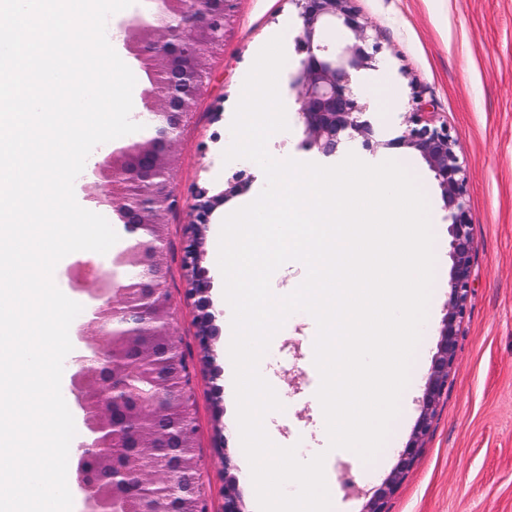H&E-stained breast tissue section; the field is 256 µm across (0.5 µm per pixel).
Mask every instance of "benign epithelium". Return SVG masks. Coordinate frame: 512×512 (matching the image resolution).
Returning a JSON list of instances; mask_svg holds the SVG:
<instances>
[{"label": "benign epithelium", "mask_w": 512, "mask_h": 512, "mask_svg": "<svg viewBox=\"0 0 512 512\" xmlns=\"http://www.w3.org/2000/svg\"><path fill=\"white\" fill-rule=\"evenodd\" d=\"M130 20L115 23V46L128 65L148 72L149 81L141 90L144 111L156 112L163 122L149 133L147 141H123L124 147L113 148L114 142L84 167L77 181L86 208L116 210L125 224L128 237L137 239L148 225L162 227L166 216L179 206L173 187L179 133L198 99L209 85L211 72L202 48L224 40V20L232 0H224V9L214 11L212 0H146ZM302 20L299 42L303 57L294 81L297 89L299 120L303 126L304 144L330 158L359 145L375 153L380 149L416 151L434 173L448 210L452 236V270L448 283L449 305L442 321L437 353L421 402V414L409 443L399 453L389 476L374 490L363 512H387L388 497L396 485L413 468L432 417L448 384L457 348L458 327L466 312V299L471 288V253L474 224L466 205L464 169L455 144L445 127H431L411 117L406 128L391 140L377 138L366 118L365 106L352 91V74L369 69L376 62L378 46L370 44L371 25L354 8L352 0H294ZM346 38L337 49L326 40L331 27ZM141 176L147 205L127 203L125 190L131 177ZM248 184L243 174H234L227 188L211 195L202 188L194 196L190 209L193 222L184 250L183 266L190 277L188 296L194 299L197 336L202 348H208L216 333L215 314L210 311L207 296L210 281L199 266V244L203 229L210 223L216 207ZM163 249L151 241L148 252L137 251L143 268L155 272L163 281L161 270ZM67 287L76 293L85 308V316L72 333L73 349L68 362L69 391L73 408L83 421L85 434L79 448L112 446V402L116 392L123 391L136 402L144 416L154 411V401L141 396L131 386H123L112 378V351L117 337L130 338L149 325L152 334L166 337L177 344L173 325V302L165 288L152 289L151 299L162 311L155 316L128 298V289L112 281V269L95 262L84 253L75 254L63 271ZM233 460L224 454V512H245L236 478L230 474ZM98 478L87 464V455L73 454L71 486L79 497L81 512H105L103 501L93 492Z\"/></svg>", "instance_id": "7a95c632"}]
</instances>
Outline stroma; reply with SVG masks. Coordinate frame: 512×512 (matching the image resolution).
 <instances>
[{
    "mask_svg": "<svg viewBox=\"0 0 512 512\" xmlns=\"http://www.w3.org/2000/svg\"><path fill=\"white\" fill-rule=\"evenodd\" d=\"M372 25L379 52L375 69L353 74V83L379 80L392 91L386 112L366 110L384 139L397 137L404 118L418 113L447 126L464 167L467 207L474 224L471 289L459 328L455 364L430 433L408 476L387 501V512H512V0H353ZM301 20L294 0H235L224 41L208 47L211 81L180 139L174 186L181 206L166 219V285L175 303L179 349L192 371L200 464L199 493L210 512H224V459L238 457L231 407L224 386V338L202 350L197 310L187 300L182 269L188 208L198 189L218 193L232 174L250 176L248 193L265 185L261 168L225 161V136L239 101L238 84L259 50L284 33L286 66L279 92L289 134L270 139V155L325 164L303 144L298 100L292 86L301 53ZM408 159L438 229L433 333L424 339L434 356L448 306L452 266L451 219L441 192L421 156L408 149L358 151L369 164L391 155ZM316 325L294 313L269 347L270 384L283 404L272 412L271 430L285 445L317 442L318 372L312 358ZM429 366L415 370L393 431L370 463L344 449L330 451L324 466L333 490V512H362L367 492L378 488L409 442L420 414Z\"/></svg>",
    "mask_w": 512,
    "mask_h": 512,
    "instance_id": "stroma-1",
    "label": "stroma"
}]
</instances>
